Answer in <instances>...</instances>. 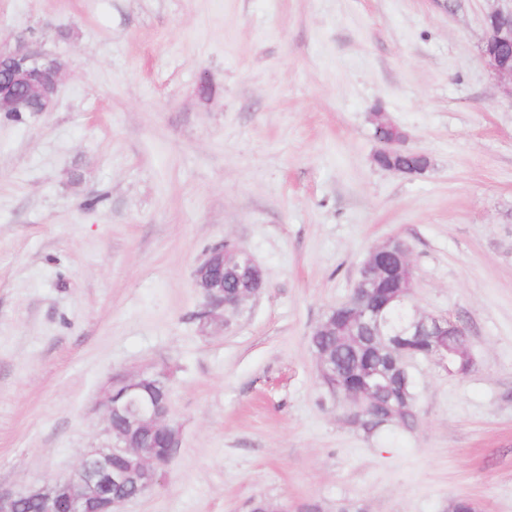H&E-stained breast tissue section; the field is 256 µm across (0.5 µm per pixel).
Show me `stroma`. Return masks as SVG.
Here are the masks:
<instances>
[{
    "instance_id": "35a3bbf8",
    "label": "stroma",
    "mask_w": 512,
    "mask_h": 512,
    "mask_svg": "<svg viewBox=\"0 0 512 512\" xmlns=\"http://www.w3.org/2000/svg\"><path fill=\"white\" fill-rule=\"evenodd\" d=\"M493 0H0V44L65 65L56 108L0 112V492L107 443L110 377H170L182 446L122 512H512V93ZM214 88L200 99V75ZM431 168H378L373 115ZM466 328L464 374L414 360L419 422L348 424L309 346L371 249ZM266 288L198 320L209 248ZM497 1L504 4L486 15L481 54L493 75L500 82L510 84L512 93V59H507L505 54L508 50L512 52V1Z\"/></svg>"
}]
</instances>
